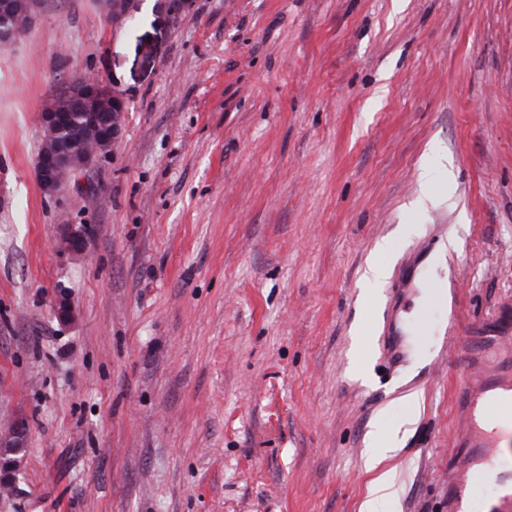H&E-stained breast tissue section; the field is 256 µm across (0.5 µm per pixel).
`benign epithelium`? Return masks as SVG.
I'll return each mask as SVG.
<instances>
[{
  "instance_id": "7a95c632",
  "label": "benign epithelium",
  "mask_w": 512,
  "mask_h": 512,
  "mask_svg": "<svg viewBox=\"0 0 512 512\" xmlns=\"http://www.w3.org/2000/svg\"><path fill=\"white\" fill-rule=\"evenodd\" d=\"M102 11L116 26L131 18L132 0H101ZM189 0H157L156 7L175 20L188 6ZM87 114L86 122L66 139L57 138L58 129L67 123L71 110ZM126 103L123 94L111 89L92 75L79 76L60 85L40 111L41 137L46 146L36 158L35 170L42 191L53 197L66 186L75 172L109 157L112 144L119 138ZM89 234L88 227L71 226L60 239L63 249L79 253ZM26 436L25 423L17 422L0 430L1 448H22Z\"/></svg>"
}]
</instances>
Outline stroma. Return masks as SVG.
I'll return each mask as SVG.
<instances>
[{
  "instance_id": "stroma-1",
  "label": "stroma",
  "mask_w": 512,
  "mask_h": 512,
  "mask_svg": "<svg viewBox=\"0 0 512 512\" xmlns=\"http://www.w3.org/2000/svg\"><path fill=\"white\" fill-rule=\"evenodd\" d=\"M86 73L123 133L51 199L39 111ZM509 300L512 0H135L120 27L44 0L0 48V423L27 424L0 512H360L404 421L383 512H448L468 367L440 342ZM401 426L392 429L389 432L376 430L372 433L370 443L369 469L377 470L378 466L386 459L391 457L392 453L398 450L400 443L399 433Z\"/></svg>"
}]
</instances>
